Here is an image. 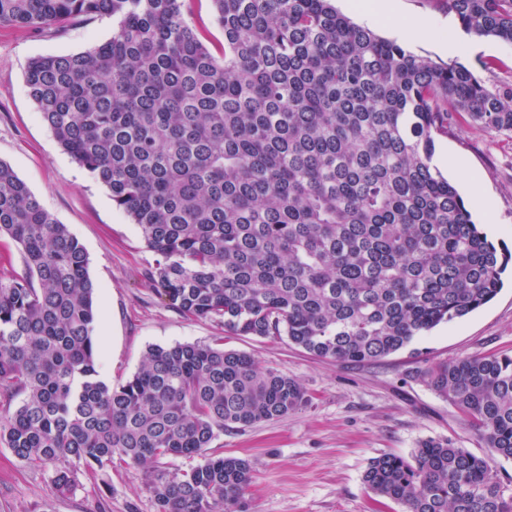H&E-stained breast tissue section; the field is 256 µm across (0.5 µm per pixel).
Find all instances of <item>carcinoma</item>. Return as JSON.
Listing matches in <instances>:
<instances>
[{
  "label": "carcinoma",
  "instance_id": "carcinoma-1",
  "mask_svg": "<svg viewBox=\"0 0 512 512\" xmlns=\"http://www.w3.org/2000/svg\"><path fill=\"white\" fill-rule=\"evenodd\" d=\"M224 45L187 0H0V27L111 17L112 38L33 58L28 93L59 146L109 192L154 255L151 288L235 336H286L340 363L387 357L502 287L512 253L433 164L464 120L512 132V90L353 23L331 0H211ZM461 27L512 45V0H446ZM0 236L22 274L0 279V445L52 469L51 492L115 463L153 468L157 512H249L251 463L208 457L217 435L284 418L303 387L245 352L154 346L99 378L83 246L0 160ZM417 377L489 455L426 440L364 474L406 512H512L492 461L512 460V356L431 364ZM189 3V24L213 44L219 46L223 43V32L214 21L210 0H191Z\"/></svg>",
  "mask_w": 512,
  "mask_h": 512
}]
</instances>
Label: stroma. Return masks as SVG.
<instances>
[{
  "label": "stroma",
  "instance_id": "1",
  "mask_svg": "<svg viewBox=\"0 0 512 512\" xmlns=\"http://www.w3.org/2000/svg\"><path fill=\"white\" fill-rule=\"evenodd\" d=\"M400 17L427 25L410 51L437 63L455 60L488 87H512V46L482 36L470 46L441 0H399ZM110 17L62 27L0 29V160L8 163L44 208L83 245L95 286L94 335L101 379L112 385L138 370L149 346L207 344L249 354L259 367L280 369L304 388L308 402L285 418L227 431L211 444L215 456L251 461L250 512H403L378 503L363 476L373 458L410 456L426 440H451L479 455L488 448L457 410L416 379L427 365L497 353L512 355V266L497 297L469 316L416 337L375 362L336 363L313 357L287 337L225 336L224 327L174 310L145 277L154 256L138 226L117 209L106 188L66 154L28 95L30 59L89 50L109 40ZM463 42L455 55L441 50L448 38ZM458 157L463 167L443 174L472 204L474 219L496 245L512 252V132H489L461 123L435 138V163ZM146 469L122 466L83 474L76 488L57 497L49 472L20 463L0 446V512H156Z\"/></svg>",
  "mask_w": 512,
  "mask_h": 512
}]
</instances>
